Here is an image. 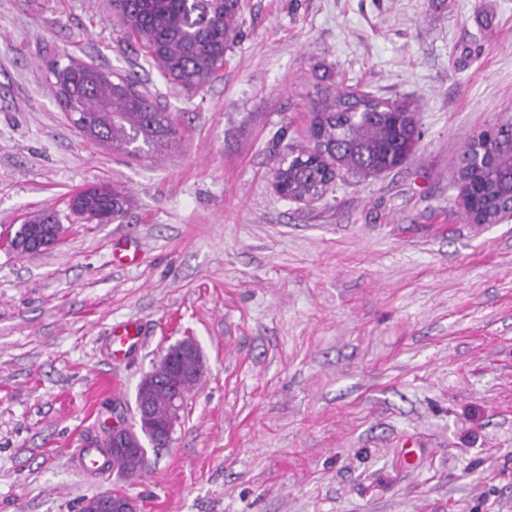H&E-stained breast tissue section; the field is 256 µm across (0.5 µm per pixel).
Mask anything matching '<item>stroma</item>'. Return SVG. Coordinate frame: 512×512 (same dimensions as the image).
Segmentation results:
<instances>
[{
	"label": "stroma",
	"instance_id": "stroma-1",
	"mask_svg": "<svg viewBox=\"0 0 512 512\" xmlns=\"http://www.w3.org/2000/svg\"><path fill=\"white\" fill-rule=\"evenodd\" d=\"M240 30L191 93L110 0H0V512H79L104 489L140 512H512V219L470 222L453 186L512 114V0H243ZM70 59L138 80L179 141L128 156L84 138L51 92ZM327 72L411 103L424 137L301 204L270 172ZM98 183L133 195L122 223L68 209ZM48 207L60 244L13 250L8 228ZM118 239L138 266L113 264ZM127 319L143 342L111 361ZM188 336L205 375L147 474L76 470Z\"/></svg>",
	"mask_w": 512,
	"mask_h": 512
}]
</instances>
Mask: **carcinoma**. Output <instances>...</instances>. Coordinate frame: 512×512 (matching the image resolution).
Segmentation results:
<instances>
[{
	"label": "carcinoma",
	"instance_id": "cac0c4a2",
	"mask_svg": "<svg viewBox=\"0 0 512 512\" xmlns=\"http://www.w3.org/2000/svg\"><path fill=\"white\" fill-rule=\"evenodd\" d=\"M241 0H112L115 22L123 35L138 42L147 61L171 83L188 91L203 89L224 69V57L238 37ZM51 90L67 113L85 121L82 135L114 151L133 154L142 147L164 148L176 142L177 128L140 90L133 79L85 62H52ZM308 144H291L274 171L284 179L286 197L317 201L332 184L327 175L355 172L374 177L414 159L420 150L414 110L369 92L336 89L312 102ZM457 172L462 190L477 209L467 219L492 224L512 210V124L497 122L481 130L462 154ZM133 196L107 183L79 191L68 202L80 219L95 224L122 220ZM180 365V382L155 381L167 359ZM203 373L198 343L183 339L169 348L139 382L135 403L148 411L127 425L128 449L110 451V470L126 479L146 472L134 448L157 440L171 419L173 392L188 396Z\"/></svg>",
	"mask_w": 512,
	"mask_h": 512
}]
</instances>
